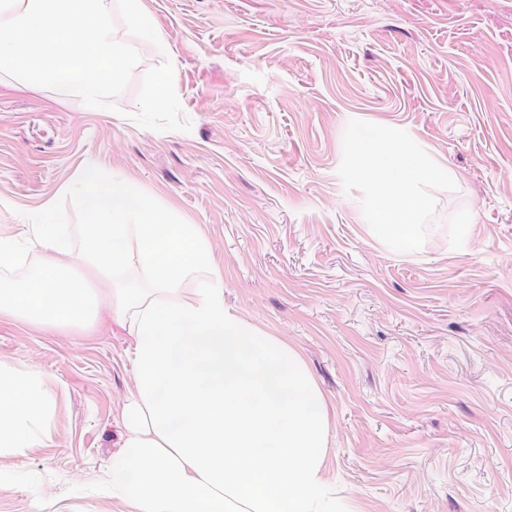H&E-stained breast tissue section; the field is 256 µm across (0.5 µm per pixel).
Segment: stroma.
<instances>
[{"label": "stroma", "mask_w": 512, "mask_h": 512, "mask_svg": "<svg viewBox=\"0 0 512 512\" xmlns=\"http://www.w3.org/2000/svg\"><path fill=\"white\" fill-rule=\"evenodd\" d=\"M140 6L161 43L116 22L140 61L115 109L0 74V235L87 167L126 179L200 225L225 303L301 353L351 512H512V0ZM360 122L411 131L453 175L424 186L418 256L368 230ZM128 345L107 321L0 317V358L55 398L36 446L0 456V512H129L90 488L123 442Z\"/></svg>", "instance_id": "35a3bbf8"}]
</instances>
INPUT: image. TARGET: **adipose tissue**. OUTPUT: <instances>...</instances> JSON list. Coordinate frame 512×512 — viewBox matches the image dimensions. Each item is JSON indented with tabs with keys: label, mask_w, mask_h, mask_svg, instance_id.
<instances>
[{
	"label": "adipose tissue",
	"mask_w": 512,
	"mask_h": 512,
	"mask_svg": "<svg viewBox=\"0 0 512 512\" xmlns=\"http://www.w3.org/2000/svg\"><path fill=\"white\" fill-rule=\"evenodd\" d=\"M352 156L351 170L367 187L370 233L389 251L417 254L419 218L429 206L421 186L448 179L447 167L424 157L401 133L386 127L360 133ZM53 409V394L40 371L0 359V454L24 455Z\"/></svg>",
	"instance_id": "ef3b65f1"
}]
</instances>
